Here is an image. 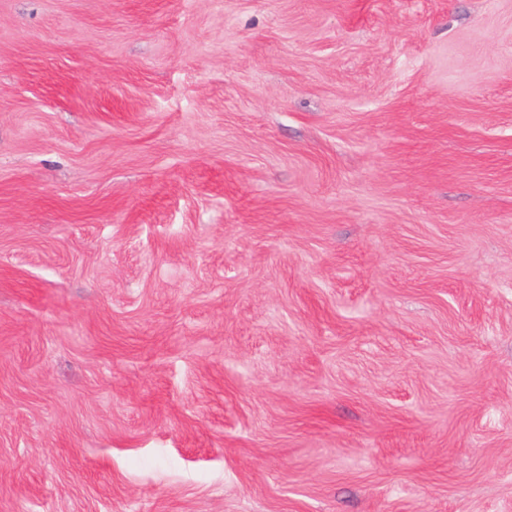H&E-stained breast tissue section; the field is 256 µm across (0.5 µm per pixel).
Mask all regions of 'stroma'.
I'll return each instance as SVG.
<instances>
[{"label": "stroma", "instance_id": "1", "mask_svg": "<svg viewBox=\"0 0 512 512\" xmlns=\"http://www.w3.org/2000/svg\"><path fill=\"white\" fill-rule=\"evenodd\" d=\"M0 512H512V0H0Z\"/></svg>", "mask_w": 512, "mask_h": 512}]
</instances>
